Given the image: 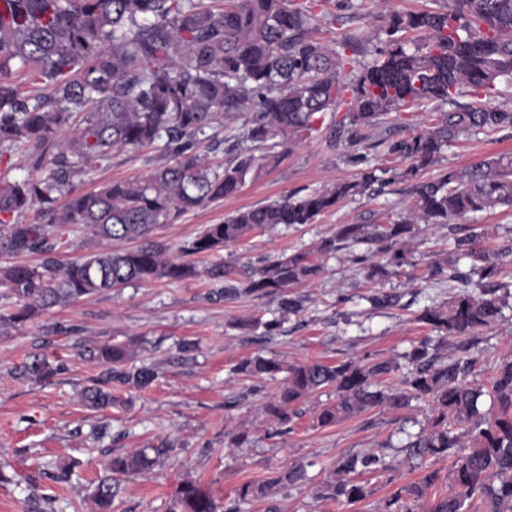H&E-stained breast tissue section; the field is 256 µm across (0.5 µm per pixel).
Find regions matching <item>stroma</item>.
<instances>
[{"label":"stroma","mask_w":512,"mask_h":512,"mask_svg":"<svg viewBox=\"0 0 512 512\" xmlns=\"http://www.w3.org/2000/svg\"><path fill=\"white\" fill-rule=\"evenodd\" d=\"M328 0L319 14L315 38L328 48L371 60L379 0H364L356 10L338 14ZM497 153L512 154V129L460 138L438 162L421 170L436 178L448 168H462ZM158 151L118 149L94 170L79 174V190L91 191L159 166ZM405 160L383 149L350 145L334 131L332 113H322L317 130L288 151L280 163L234 196L181 213L155 225L147 238L170 257L205 225L223 222L241 208L259 206L288 195L305 196L356 179L369 170L386 172L392 181L371 194L348 200L315 223L256 231L224 251L195 257L198 267L218 262L248 270L285 254L307 251L340 224H386L406 215L409 184L397 180ZM489 253L512 240V209L503 207L469 215L463 222ZM414 262L409 276L368 280L357 256L370 250L351 244L326 259L312 282L289 289L302 309L285 315L280 296L241 294L220 299L204 278L130 283L96 293L76 303L53 307L19 330L0 333V512H94L91 496L104 472L102 461L140 448L168 447L153 470L122 478L113 512H168L181 480L193 479L207 489L220 508L233 506L239 486L260 482L299 466L304 481L279 489L271 498L243 506L242 512H383L386 500L426 472H447L449 460L410 457L405 443L426 423L429 406L414 400L401 410L378 408L318 426L315 416L336 393L327 387L292 404L290 425L278 424L267 412L279 381L250 378L237 370L245 359L261 355L283 364L348 359H401L425 338L430 326L416 316L427 305L440 304L457 291V281L429 278V265L453 252L447 228L423 224L410 244ZM397 291L402 306L372 308L376 290ZM281 324L266 332L272 319ZM253 329H243V322ZM126 346L129 366L157 370L146 389L112 386L111 408L86 407L84 390L101 385L104 366L80 352L81 344ZM440 355L474 358L473 378L488 385L496 367L512 359V308L497 324L479 334L440 346ZM39 355L57 366L46 381L15 379L13 372ZM248 431L249 440L233 437ZM384 450L391 475L369 474L371 494L350 505L317 498L337 458ZM67 480H57L60 467Z\"/></svg>","instance_id":"1"}]
</instances>
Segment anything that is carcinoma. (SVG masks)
<instances>
[{
  "label": "carcinoma",
  "instance_id": "cac0c4a2",
  "mask_svg": "<svg viewBox=\"0 0 512 512\" xmlns=\"http://www.w3.org/2000/svg\"><path fill=\"white\" fill-rule=\"evenodd\" d=\"M0 12V148L18 150L30 168L47 170L39 179L0 175V251L39 254L37 267H0V285L16 298L17 307L0 316V327L25 325L36 314L57 305L130 282L182 281L205 275L218 294L233 300L240 294L239 270L215 263L204 271L186 260L218 252L256 230L280 224H312L342 201L363 196L386 181L369 171L351 182L303 197L288 196L239 210L222 224L207 225L168 258L161 249L142 246L114 251L109 243L147 236L179 212L236 194L262 169L276 165L283 149L316 131V115L346 106L334 122L352 145L385 147L409 161L397 177L411 182L413 202L407 215L389 224H339L314 251L281 256L253 269L247 290L281 295L314 280L322 265L313 259L332 256L344 244L367 243L372 255L359 261L371 279L401 276L413 266L409 243L418 223L454 222L472 213L512 206V158H487L464 169H448L432 181L419 172L437 162L444 146L475 131L512 128V110L459 107L462 89L478 99L491 98L496 86L512 83V0H452L446 9L419 12L391 10L386 35L376 57L363 62L328 51L313 37L315 11L324 0H5ZM42 78L47 94L24 96L9 80L12 71ZM434 105L418 127L397 140L371 141V130L383 116L410 106ZM454 109L441 112L439 108ZM245 115L244 141L258 144L257 156L237 144L223 171L204 165L202 136L219 116ZM158 150L170 162L146 175L107 183L82 192L73 180L107 160L115 149ZM39 206L41 224L11 222L14 215ZM90 229L88 252L65 266L55 252L69 225ZM457 254L428 268L433 279H459L462 289L448 301L424 307L418 320L446 339L473 336L494 325L509 294L499 293V257L512 256V245L490 256L477 247V236L455 238ZM470 269L457 268L460 259ZM402 295L378 290L370 297L380 309L400 306ZM108 365L106 381L145 389L155 380L151 368H124L127 352L120 345L85 349ZM403 387L383 384L399 369L393 360L308 362L283 367L256 356L241 371L256 377L287 376L277 399L266 405L278 423L289 422L286 407L308 394L332 387L336 403L321 409L318 424L375 408L398 410L411 398L431 402L428 429L409 442L410 454L454 458L446 476L431 470L420 482L404 486L386 501V512H468L474 502L484 512H512V361L502 363L491 380L496 413L483 414V388L469 380L474 361L443 357L422 342L407 355ZM58 368L33 358L17 372L22 380L51 378ZM96 409L112 406L101 388L84 393ZM155 463L146 451L116 455L104 465L108 475L96 486L98 512H110L112 475L136 474ZM389 470L376 454L344 455L334 477L319 496L354 504L370 491L357 480L366 472ZM305 479L301 468H289L261 483L245 482L238 500L264 498L275 486ZM448 482V492L431 500L430 489ZM171 512H218V504L199 482L177 486Z\"/></svg>",
  "mask_w": 512,
  "mask_h": 512
}]
</instances>
